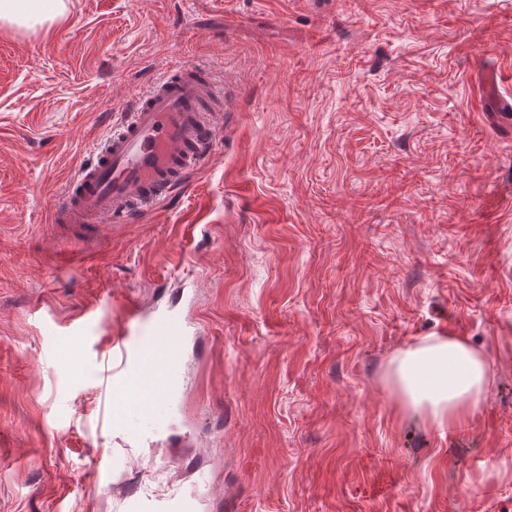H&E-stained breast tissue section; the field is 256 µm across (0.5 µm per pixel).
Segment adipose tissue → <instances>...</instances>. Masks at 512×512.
<instances>
[{
    "label": "adipose tissue",
    "instance_id": "ef3b65f1",
    "mask_svg": "<svg viewBox=\"0 0 512 512\" xmlns=\"http://www.w3.org/2000/svg\"><path fill=\"white\" fill-rule=\"evenodd\" d=\"M63 0H0V24L31 28L57 20ZM384 378L403 407L439 429H455L479 409L490 382L485 353L461 336H425L389 360Z\"/></svg>",
    "mask_w": 512,
    "mask_h": 512
}]
</instances>
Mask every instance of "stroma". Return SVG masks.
Masks as SVG:
<instances>
[{
  "label": "stroma",
  "instance_id": "35a3bbf8",
  "mask_svg": "<svg viewBox=\"0 0 512 512\" xmlns=\"http://www.w3.org/2000/svg\"><path fill=\"white\" fill-rule=\"evenodd\" d=\"M64 2L0 26V512H512V126L478 90L512 103V0ZM187 62L223 92L208 160L72 246L77 164ZM131 296L180 363L114 419ZM433 333L494 372L449 432L383 378Z\"/></svg>",
  "mask_w": 512,
  "mask_h": 512
}]
</instances>
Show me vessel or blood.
I'll return each mask as SVG.
<instances>
[{"mask_svg": "<svg viewBox=\"0 0 512 512\" xmlns=\"http://www.w3.org/2000/svg\"><path fill=\"white\" fill-rule=\"evenodd\" d=\"M214 94L211 72L185 63L114 112L105 140L70 180L56 223L83 234L98 219L127 224L148 215L206 160L216 132L204 100ZM181 331L179 321L157 317L148 339L114 340L112 414L148 411L168 395Z\"/></svg>", "mask_w": 512, "mask_h": 512, "instance_id": "vessel-or-blood-1", "label": "vessel or blood"}]
</instances>
